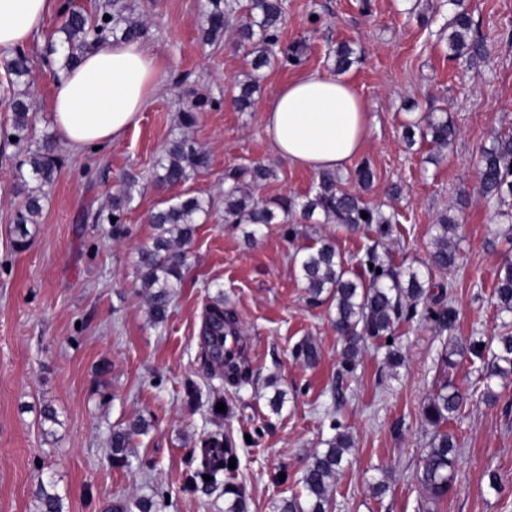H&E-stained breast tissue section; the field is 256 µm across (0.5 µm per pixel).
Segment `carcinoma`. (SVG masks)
I'll return each instance as SVG.
<instances>
[{
  "instance_id": "cac0c4a2",
  "label": "carcinoma",
  "mask_w": 512,
  "mask_h": 512,
  "mask_svg": "<svg viewBox=\"0 0 512 512\" xmlns=\"http://www.w3.org/2000/svg\"><path fill=\"white\" fill-rule=\"evenodd\" d=\"M455 6L452 19L447 21L448 47L452 57L472 62L479 54V45L470 37L472 20L465 0H448ZM245 17L239 20L238 38L241 45H250L253 70L258 72L270 62L273 47L278 44L284 21L283 0H206L203 8V36L212 43L224 37L226 25L237 17L240 10ZM109 18H104V15ZM63 22L51 34L44 56L54 77L81 61L85 52L99 43L95 33L115 39L133 41L140 39L144 22L135 16L131 0H106L96 6L95 14L66 0L60 12ZM361 53L349 42H340L333 49V70L342 75L360 61ZM3 65L9 78L10 91L3 98L11 111V124L5 138L15 137L25 143L32 139L35 115L32 102L20 87L28 84L31 59L22 48L6 52ZM259 87V77L240 84L235 97L236 107L244 111L254 104L253 94ZM409 138L420 135L421 141L432 145L437 152L448 148L456 137V128L443 114L429 112L422 119L406 125ZM27 167L29 179H21L19 188L24 199L13 218V247L24 251L30 243L29 225L38 223L43 210L45 188L52 186L63 166L57 150L56 137L47 133L29 150L19 167ZM210 166L209 155L184 137L171 139L156 163L155 181L161 190L186 182L191 176L204 172ZM480 182L486 197L499 202L505 195L512 196V135L501 136L482 149L479 164ZM273 176V170L258 162L238 167L225 176L224 223L226 224H289L299 217L317 223H335L355 231L367 225L375 227L377 236L386 238L392 233L395 216L377 210L358 194L341 188L340 177L334 172L319 174L314 193L301 204L292 199L263 201L254 197L252 189ZM136 183L124 182L112 195L108 211L97 212V218L112 223V236L124 232L123 217L133 201ZM210 200L197 196H174L161 199L149 216L155 233L151 242L138 250L137 266L141 293L153 325L166 322L175 289L183 280L187 264L186 247L191 244L202 216L208 214ZM368 217H362V213ZM116 222H111V218ZM455 221L442 214L436 224L434 251L431 254L432 270L439 273L459 263V253L451 242ZM295 263L300 278L314 304L327 303L335 309L333 326L343 341L342 364L350 370L361 353L364 341L393 334L395 325L402 319L421 316L434 322L441 331L451 328L455 311L443 304L426 306L432 279L417 271L401 272L386 263L377 248H367L365 255L354 266L337 252L335 245L320 239L297 253ZM381 273H376V269ZM494 295L504 312L512 311V262L503 265L497 274ZM237 321L224 303H215L206 311L203 327L202 359L206 367L224 358V336L237 334ZM495 344H486L480 350L477 342L466 346L454 343L445 353V366H456L453 356L466 350L482 363L484 394L495 397L491 383L512 379V332L494 338ZM295 357L312 363L318 357V348L310 341L298 343ZM468 394L444 379L422 408L423 420L434 429L429 448L419 460L416 478L432 501L446 497L452 488L457 462L458 443L448 431V422L454 419L468 403ZM147 424L135 421L112 430V455H124L134 436L143 433ZM353 447V438L346 431L337 432L326 441V448L314 453L303 476L305 499H291L282 512H329L332 486L341 473L347 455ZM234 456L232 443L219 436L202 440L201 462L194 469L190 481L195 483L208 475V484L218 483V477L228 468ZM40 512H63L62 497L50 493L45 487L37 492Z\"/></svg>"
}]
</instances>
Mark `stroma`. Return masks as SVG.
<instances>
[{"instance_id":"35a3bbf8","label":"stroma","mask_w":512,"mask_h":512,"mask_svg":"<svg viewBox=\"0 0 512 512\" xmlns=\"http://www.w3.org/2000/svg\"><path fill=\"white\" fill-rule=\"evenodd\" d=\"M203 3L135 0L143 40L163 62V83L118 141L65 153L22 252L14 251L10 230L27 146L0 136V512H38L43 483L54 485L65 512H121L139 498L153 499L157 512H227L223 486L187 485L193 455L214 433L232 442L235 467L224 480L241 488L244 512H281L284 501L304 498L308 458L339 427L354 446L334 484L331 512H512V382L497 383L496 402L472 399L450 422L460 447L447 498L430 501L415 478L433 435L421 418L433 386L445 379L472 392L482 388L470 357L449 370L443 350L456 340H490L512 325L494 297L497 272L512 260V230L499 220L497 202L483 196L478 173L482 148L512 134V46L504 38L512 31V0H467L471 36L482 48L469 64L448 50L449 0H370L366 12L360 0H286L279 44L259 73L255 106L244 112L231 99L254 73L252 56L232 29L204 41ZM60 22L51 13L42 37L26 47L40 133L54 129L56 80L42 53ZM299 40L306 43L302 63L283 66ZM342 41L361 52L345 78L369 109L361 156L376 173L363 190L341 170L342 186L396 214L393 233L380 240L368 227L351 233L301 222L267 225L248 240L250 225L224 221V177L262 162L274 175L256 198L312 195L317 172L273 152L264 109L282 84L307 72L331 74L332 51ZM197 101L207 104L197 124L181 127V112ZM427 112L447 113L457 130L435 161L429 144L404 139L405 124ZM175 136L208 152L211 162L171 195L199 194L212 207L189 246L169 316L156 326L139 292L137 256L154 233L148 215L161 198L155 163ZM130 177L136 188L121 237L108 223L81 221ZM445 212L456 219L460 254L458 267L439 276L457 312L452 328L439 331L420 317L401 321L392 339L368 340L355 367L345 369L335 311L309 304L294 254L327 236L345 258L374 244L394 267L421 270ZM217 300L234 313L249 351L247 383L232 384L202 363L206 309ZM306 339L319 350L312 364L293 356ZM391 343L404 358L395 369L384 362ZM279 392L284 402L276 411L271 401ZM218 402L224 411L215 410ZM47 404L59 418L49 428L40 417ZM138 418L148 422L147 433L134 438L126 460L113 459V428ZM492 472L501 481L496 491ZM379 480L388 485L380 496L373 491Z\"/></svg>"}]
</instances>
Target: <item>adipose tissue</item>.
Masks as SVG:
<instances>
[{"label":"adipose tissue","instance_id":"obj_1","mask_svg":"<svg viewBox=\"0 0 512 512\" xmlns=\"http://www.w3.org/2000/svg\"><path fill=\"white\" fill-rule=\"evenodd\" d=\"M59 0H0V47L21 48L42 30ZM163 72L142 41L107 40L62 74L51 118L64 146L78 153L119 140L137 124ZM366 104L340 77L306 73L281 85L265 108L276 154L312 171L344 169L366 143Z\"/></svg>","mask_w":512,"mask_h":512}]
</instances>
